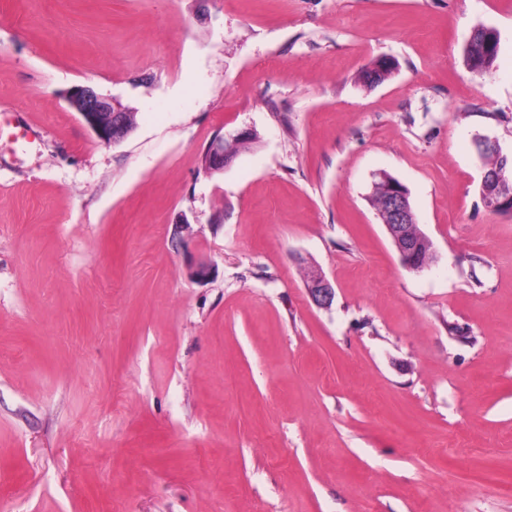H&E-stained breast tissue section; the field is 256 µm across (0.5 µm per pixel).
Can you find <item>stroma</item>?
<instances>
[{
  "instance_id": "35a3bbf8",
  "label": "stroma",
  "mask_w": 512,
  "mask_h": 512,
  "mask_svg": "<svg viewBox=\"0 0 512 512\" xmlns=\"http://www.w3.org/2000/svg\"><path fill=\"white\" fill-rule=\"evenodd\" d=\"M76 85L134 131L101 143ZM480 137L512 148V0H0V506L512 512V213ZM495 46V35L484 32L480 38L466 46L465 61L467 65L475 71L478 69L490 70L497 58ZM250 133L249 129H244L236 132H224L222 136L215 138L203 156L204 167L211 172L223 170L224 166L234 158L238 142L245 139ZM247 141L240 142L236 151ZM478 147L481 150H488L494 153V155H484L482 158L485 160V168L497 169V170H484L481 179L482 187L490 182L491 187L489 190L482 193L483 199L488 207L496 209L498 213H510V211L501 208L508 203L512 204V168L509 161L512 163V149L510 151L504 150L496 140L490 138H481L478 140ZM503 162H509L505 167ZM511 168V171H510ZM502 169H509V177L511 180L503 175ZM381 190L384 194L385 207L381 213H384L387 231L392 242L400 256L402 263L413 270L421 271L427 268L431 260L425 264H419L415 261V256L421 247L431 248V256L434 253L431 240L426 237H414L412 230L418 226L414 213L409 203L408 192L399 182L390 179L388 176H380L373 184V193ZM307 289L315 304L328 307L332 304L335 292L332 284L322 274H314L307 281Z\"/></svg>"
}]
</instances>
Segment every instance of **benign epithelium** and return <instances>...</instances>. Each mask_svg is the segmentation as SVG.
Returning <instances> with one entry per match:
<instances>
[{"instance_id": "7a95c632", "label": "benign epithelium", "mask_w": 512, "mask_h": 512, "mask_svg": "<svg viewBox=\"0 0 512 512\" xmlns=\"http://www.w3.org/2000/svg\"><path fill=\"white\" fill-rule=\"evenodd\" d=\"M68 101L86 124L93 130L98 140L104 144L120 141L132 129V113L114 98L98 94L88 85H76L68 91ZM250 135V130L226 132L215 138L203 156L204 167L211 172L224 169L235 156V147L239 141ZM478 147L494 153L504 162H512V150L503 149L497 141L490 138L478 140ZM491 183L489 190L482 193L488 207L501 208L512 204V181L499 170L484 171L481 184ZM373 190L384 194L386 217L384 224L402 263L413 270L421 271L428 264H419L415 256L419 249L433 247L427 237H415L412 230L417 226L414 213L409 203L408 192L400 183L383 175L374 182ZM307 289L315 304L328 307L332 304L335 292L325 276L314 274L307 281Z\"/></svg>"}]
</instances>
